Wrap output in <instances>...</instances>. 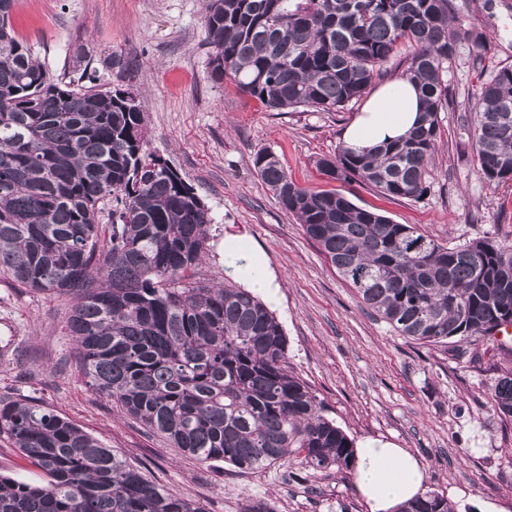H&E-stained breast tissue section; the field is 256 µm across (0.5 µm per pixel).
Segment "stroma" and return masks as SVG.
I'll return each mask as SVG.
<instances>
[{"label":"stroma","instance_id":"obj_1","mask_svg":"<svg viewBox=\"0 0 512 512\" xmlns=\"http://www.w3.org/2000/svg\"><path fill=\"white\" fill-rule=\"evenodd\" d=\"M209 0H17L11 22L53 79L73 89L96 84L146 98L147 152L166 159L203 199L213 222L208 256L196 269L205 283L224 278V234H246L265 253L280 285L270 303L288 338V362L354 442L384 438L426 467L428 490L455 512L483 502L512 512V420L488 404L495 378L512 371V354L481 346L480 362L441 345L400 336L367 311L300 224L255 171L266 148L289 176L314 191L336 190L355 205L381 208L451 245L488 236L512 242V181L479 173L471 118L480 74L512 66V0H470L465 20L489 38L482 64L468 48L445 78L455 101L440 115L439 148L422 199L386 200L364 185L332 180L316 162L334 156L360 111L301 107L282 112L217 82L205 27ZM81 66H73L77 47ZM121 56L123 68L104 59ZM70 297L34 292L0 279V400H34L142 468L157 485L205 512H367L351 477L310 474L288 457L260 475L178 455L85 382L65 323ZM313 475L316 492L301 478Z\"/></svg>","mask_w":512,"mask_h":512}]
</instances>
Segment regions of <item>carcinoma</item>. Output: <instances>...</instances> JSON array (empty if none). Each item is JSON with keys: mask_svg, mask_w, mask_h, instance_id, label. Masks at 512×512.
Here are the masks:
<instances>
[{"mask_svg": "<svg viewBox=\"0 0 512 512\" xmlns=\"http://www.w3.org/2000/svg\"><path fill=\"white\" fill-rule=\"evenodd\" d=\"M0 0V278L72 296L66 333L92 389L202 462L262 473L292 454L321 473L352 470L353 440L290 371L287 338L248 289L193 281L207 253L208 209L195 189L144 150L143 99L120 88L61 85L9 23ZM469 0H211V76L272 111L338 112L387 75L425 104L403 139L357 154L340 146L317 166L394 199L428 190L450 104L444 68L485 37L464 24ZM480 174L512 180V66L473 93ZM252 164L281 207L374 316L423 344L477 346L512 325V243L441 244L336 190L297 185L268 149ZM112 234L99 244L100 203ZM512 417V373L490 390ZM0 436L47 478L0 475V512H205L149 479L50 408L0 401ZM397 512H454L433 491Z\"/></svg>", "mask_w": 512, "mask_h": 512, "instance_id": "1", "label": "carcinoma"}]
</instances>
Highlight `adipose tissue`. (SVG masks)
<instances>
[{
    "instance_id": "adipose-tissue-1",
    "label": "adipose tissue",
    "mask_w": 512,
    "mask_h": 512,
    "mask_svg": "<svg viewBox=\"0 0 512 512\" xmlns=\"http://www.w3.org/2000/svg\"><path fill=\"white\" fill-rule=\"evenodd\" d=\"M423 103L415 86L396 79L375 89L344 132L347 147L372 151L385 140L405 136L417 122ZM224 275L243 282L254 293L272 299L280 284L264 254L247 235H224ZM426 469L408 450L382 439H367L355 449L353 480L368 512H395L426 489Z\"/></svg>"
}]
</instances>
